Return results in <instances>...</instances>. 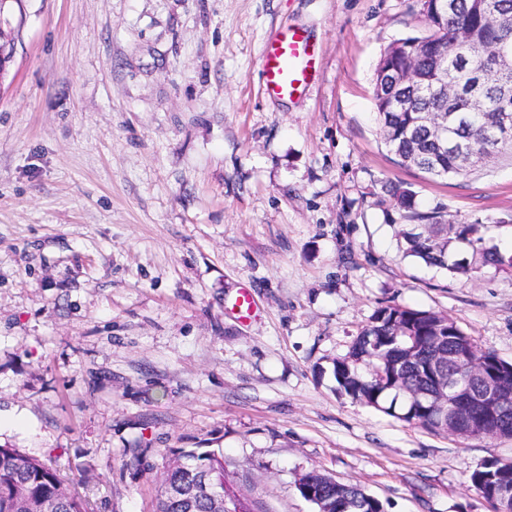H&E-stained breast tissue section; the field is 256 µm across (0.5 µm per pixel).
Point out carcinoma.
I'll return each mask as SVG.
<instances>
[{"label": "carcinoma", "instance_id": "obj_1", "mask_svg": "<svg viewBox=\"0 0 512 512\" xmlns=\"http://www.w3.org/2000/svg\"><path fill=\"white\" fill-rule=\"evenodd\" d=\"M494 5L488 14L481 2ZM456 9L448 15H436L424 0L422 10L429 24L426 35L412 40L425 45L426 50L412 56L396 54L395 45L387 47L376 71L395 64L412 75L408 91L414 95V106L420 110L448 108L450 116L449 143L460 142L479 150L485 144L490 112L498 107L499 97L488 98L486 111L472 112L463 98L443 104L431 92L421 91L434 77L435 59L432 49L437 45L454 44L459 55L448 61V85L467 82L471 73L481 70L488 62V51L506 44L512 48V0H455ZM405 39L403 44H408ZM375 108L385 144L398 162L437 178L467 176L471 168H462L451 150L431 141L421 130L411 138L405 130L412 126L415 113L395 112L389 99L373 91ZM404 210L405 228L399 231L403 252L428 266L447 270L454 276L469 277L482 268H512V255L487 243L482 224H461L442 218L440 212L416 211L408 192L393 193ZM479 362L492 369L497 380L512 390V363L499 358L469 336L451 316L433 311L402 306H386L375 311L370 323L354 338L347 355L334 363L333 375L340 393L354 401L372 407L396 398L405 400L401 419L432 433H445L453 425L464 431L469 421H479L482 411L473 408L469 417L443 423L433 417L417 396L434 394L439 389L438 377L446 381L468 383L473 387L479 380L466 376L464 368ZM483 430H494L512 437V410L486 421ZM178 456L189 461L208 463L217 481H224V456L215 450L180 449ZM471 486L490 498L512 492V461L503 463L495 458L484 461L469 477ZM193 482L191 471L168 466L161 478V492L156 512H212L211 500L204 497H174L171 488L188 487ZM316 496L331 503L345 505L343 512H379L382 506L361 488L340 482L314 479ZM0 512H93L89 501L67 486L52 465L30 457L16 448L0 446Z\"/></svg>", "mask_w": 512, "mask_h": 512}]
</instances>
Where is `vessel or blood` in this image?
I'll use <instances>...</instances> for the list:
<instances>
[{"mask_svg": "<svg viewBox=\"0 0 512 512\" xmlns=\"http://www.w3.org/2000/svg\"><path fill=\"white\" fill-rule=\"evenodd\" d=\"M263 91L272 99L301 96L316 77L315 44L307 30L281 29L261 55Z\"/></svg>", "mask_w": 512, "mask_h": 512, "instance_id": "1", "label": "vessel or blood"}]
</instances>
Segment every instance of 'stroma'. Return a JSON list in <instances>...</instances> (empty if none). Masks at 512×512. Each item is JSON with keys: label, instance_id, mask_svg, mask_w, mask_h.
<instances>
[{"label": "stroma", "instance_id": "35a3bbf8", "mask_svg": "<svg viewBox=\"0 0 512 512\" xmlns=\"http://www.w3.org/2000/svg\"><path fill=\"white\" fill-rule=\"evenodd\" d=\"M8 18L0 445L94 512H154L181 448L222 451L254 512H315L314 470L384 512H491L469 476L512 438L428 432L332 374L387 305L452 316L512 363V268L467 279L399 250L395 186L512 254V159L441 180L383 141L375 69L426 33L420 0H22ZM286 26L318 54L291 102L261 89Z\"/></svg>", "mask_w": 512, "mask_h": 512}]
</instances>
